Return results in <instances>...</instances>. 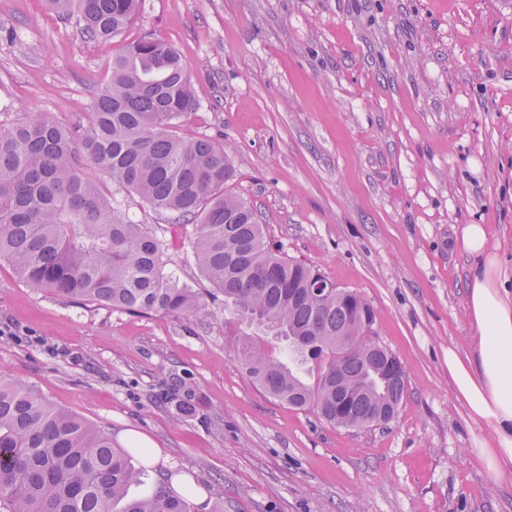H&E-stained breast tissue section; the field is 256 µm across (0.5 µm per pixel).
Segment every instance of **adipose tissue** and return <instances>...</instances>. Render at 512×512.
Returning a JSON list of instances; mask_svg holds the SVG:
<instances>
[{
    "instance_id": "obj_1",
    "label": "adipose tissue",
    "mask_w": 512,
    "mask_h": 512,
    "mask_svg": "<svg viewBox=\"0 0 512 512\" xmlns=\"http://www.w3.org/2000/svg\"><path fill=\"white\" fill-rule=\"evenodd\" d=\"M460 239L479 260L466 288L467 313L477 335L471 355L449 349L448 374L470 417L497 431L492 447L482 454L499 479L512 472V296L498 287V260L487 249L485 225H462Z\"/></svg>"
}]
</instances>
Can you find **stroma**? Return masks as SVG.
I'll return each instance as SVG.
<instances>
[{
  "label": "stroma",
  "instance_id": "stroma-1",
  "mask_svg": "<svg viewBox=\"0 0 512 512\" xmlns=\"http://www.w3.org/2000/svg\"><path fill=\"white\" fill-rule=\"evenodd\" d=\"M179 51L198 107L178 123L231 150L228 191L271 243L360 293L406 392L388 424L336 428L250 379L224 298L187 261L207 318L118 312L30 288L0 260V376L100 426L141 434L146 483L186 479L192 512H512L491 439L448 377L471 351L458 229L483 224L512 293V0H142L109 43L43 0H0V123L82 122L113 56L141 36ZM187 386L193 414L160 393Z\"/></svg>",
  "mask_w": 512,
  "mask_h": 512
}]
</instances>
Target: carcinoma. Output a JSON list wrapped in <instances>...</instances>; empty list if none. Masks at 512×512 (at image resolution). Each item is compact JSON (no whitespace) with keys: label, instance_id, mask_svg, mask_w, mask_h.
Segmentation results:
<instances>
[{"label":"carcinoma","instance_id":"cac0c4a2","mask_svg":"<svg viewBox=\"0 0 512 512\" xmlns=\"http://www.w3.org/2000/svg\"><path fill=\"white\" fill-rule=\"evenodd\" d=\"M45 3L98 42L123 34L140 8V0ZM196 107L181 56L144 36L96 83L86 124L69 128L41 111L0 124V259L30 287L77 303L184 320L206 315L198 289L168 268L167 240L129 220L105 191L107 180L192 227V260L245 327L238 358L265 394L344 429L389 422L376 417L378 402L400 404L405 375L372 338L373 306L349 290L314 294V283L329 279L267 242L257 210L224 190L234 176L229 148L175 133ZM250 329L286 342L313 382ZM139 483L103 429L0 378V512H191L163 482L130 495Z\"/></svg>","mask_w":512,"mask_h":512}]
</instances>
